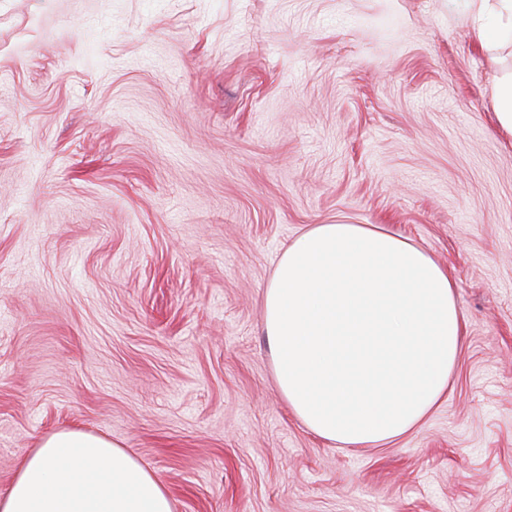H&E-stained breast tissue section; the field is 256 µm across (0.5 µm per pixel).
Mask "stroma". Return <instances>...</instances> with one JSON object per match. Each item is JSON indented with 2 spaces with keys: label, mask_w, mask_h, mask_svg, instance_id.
<instances>
[{
  "label": "stroma",
  "mask_w": 512,
  "mask_h": 512,
  "mask_svg": "<svg viewBox=\"0 0 512 512\" xmlns=\"http://www.w3.org/2000/svg\"><path fill=\"white\" fill-rule=\"evenodd\" d=\"M472 0H0V496L77 429L172 512H512V134ZM454 283L465 341L405 437L321 440L263 292L312 224Z\"/></svg>",
  "instance_id": "35a3bbf8"
}]
</instances>
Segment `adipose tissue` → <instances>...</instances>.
Returning a JSON list of instances; mask_svg holds the SVG:
<instances>
[{"mask_svg": "<svg viewBox=\"0 0 512 512\" xmlns=\"http://www.w3.org/2000/svg\"><path fill=\"white\" fill-rule=\"evenodd\" d=\"M282 396L315 436L346 446L411 433L448 391L464 318L447 273L407 239L315 224L263 293ZM0 512H171L163 483L120 445L79 430L41 440Z\"/></svg>", "mask_w": 512, "mask_h": 512, "instance_id": "adipose-tissue-1", "label": "adipose tissue"}]
</instances>
